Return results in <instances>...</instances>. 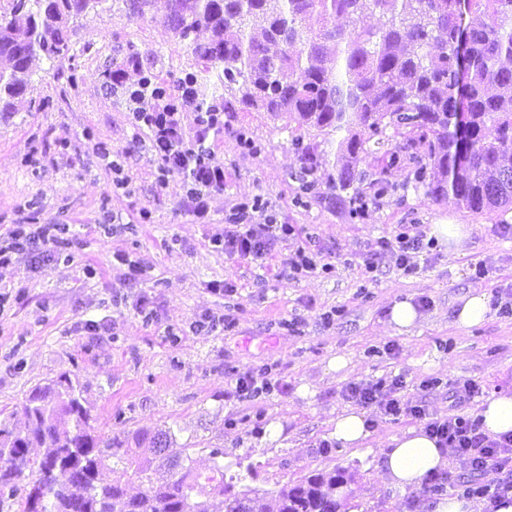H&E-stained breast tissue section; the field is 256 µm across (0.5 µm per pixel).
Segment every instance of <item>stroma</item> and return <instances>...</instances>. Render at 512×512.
I'll list each match as a JSON object with an SVG mask.
<instances>
[{"mask_svg":"<svg viewBox=\"0 0 512 512\" xmlns=\"http://www.w3.org/2000/svg\"><path fill=\"white\" fill-rule=\"evenodd\" d=\"M166 5L155 0L138 17L124 0H100L80 16L68 54L33 60L24 107L0 120V245L25 220L66 225L70 241L36 266L17 257L0 267V419L23 429L18 411L29 391L67 373L99 433L134 451L138 438L169 431L201 471L213 464L210 449H223L233 493L271 500L284 485L344 470L353 476L348 512H431L435 496L397 492L375 469L378 453L415 419L370 408L372 453L321 444L350 406L343 390L352 382L403 376L406 396L425 397L440 416L477 413V403L449 402V383L512 391V209L473 213L434 199L407 168L388 172L386 193L375 196L370 179L383 154L403 143L391 131L370 149L362 211L351 216L349 192L329 188L338 133L229 108L208 139L224 190L209 199L206 219L185 213L188 182L160 174L148 130L128 124L130 103L110 78L122 69L133 85L145 73L172 90L202 74L165 26ZM296 139L315 154L318 195L300 191ZM257 197L266 214L297 230L276 243L268 265L227 257L210 242L234 204ZM442 222L469 227L459 251L437 243L411 273L393 256L375 258L378 240L398 225L426 232ZM305 242L332 273L289 277L288 261ZM472 289L500 295L509 309L458 328L454 308ZM405 299L420 318L400 333L389 311ZM339 355L348 365L337 373L328 363ZM265 365L271 388L235 396L237 377ZM428 377L440 384L424 394Z\"/></svg>","mask_w":512,"mask_h":512,"instance_id":"stroma-1","label":"stroma"}]
</instances>
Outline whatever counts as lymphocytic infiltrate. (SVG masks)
Listing matches in <instances>:
<instances>
[{
  "instance_id": "1",
  "label": "lymphocytic infiltrate",
  "mask_w": 512,
  "mask_h": 512,
  "mask_svg": "<svg viewBox=\"0 0 512 512\" xmlns=\"http://www.w3.org/2000/svg\"><path fill=\"white\" fill-rule=\"evenodd\" d=\"M180 92L183 102L174 105L163 101L161 94H152L147 87L137 86L132 91L137 102L129 120L134 128L149 130L162 172H176L190 181L191 188L183 208L202 220L207 216L208 198L224 190V167L215 162L211 149L205 145L210 132L223 128L224 115L218 111L199 113L194 135L186 136L180 115L193 109L195 93L187 81L182 83ZM259 210L260 205L256 202H241L230 208L224 217V234L214 240L215 245L223 247L225 255L267 261L273 257L275 241L294 235L293 225L276 223L270 217L265 222H258L255 215ZM8 236L11 243L0 248V266L10 264L16 253L29 255L34 262L43 259L39 241L57 247L64 243L63 238L53 234L51 229H44L35 237L23 224L13 225ZM404 388L402 378L395 377L374 383H351L345 387L344 394L363 405L377 406L383 415L409 416L422 422L425 430L455 456L463 478L468 481L464 489L466 495L487 499L493 505L499 498L512 493V434L493 438L483 432L479 420L461 415L438 416L429 411L425 401L406 399ZM489 469L499 475L496 484H476V477Z\"/></svg>"
}]
</instances>
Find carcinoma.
<instances>
[{
    "label": "carcinoma",
    "instance_id": "obj_1",
    "mask_svg": "<svg viewBox=\"0 0 512 512\" xmlns=\"http://www.w3.org/2000/svg\"><path fill=\"white\" fill-rule=\"evenodd\" d=\"M101 0H0V118L18 111L31 87V61L70 49L79 16ZM467 31L462 76L455 72V29ZM375 16L377 23L364 24ZM164 24L175 42L215 72L245 111L286 114L301 126L345 132L346 164L332 187L362 182L367 144L392 128L405 143L385 153V169L416 164L431 174L429 194L483 212L512 203V0H167ZM206 40H200L201 33ZM426 145L422 155L410 152ZM24 433L0 421V497H19L20 512H213L200 483L223 498L225 512H268L266 500L226 496L224 466L203 474L189 449L161 431L175 470L155 482L151 460L120 452L90 424L89 410L64 374L31 390ZM118 462L147 484L137 496L105 481ZM336 475L317 474L276 495V512H331Z\"/></svg>",
    "mask_w": 512,
    "mask_h": 512
}]
</instances>
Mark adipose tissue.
<instances>
[{"label": "adipose tissue", "mask_w": 512, "mask_h": 512, "mask_svg": "<svg viewBox=\"0 0 512 512\" xmlns=\"http://www.w3.org/2000/svg\"><path fill=\"white\" fill-rule=\"evenodd\" d=\"M478 416L489 436L512 433V392L492 394L481 403ZM448 466L447 449L439 447L423 428L410 427L392 437L377 469L390 486L405 492L420 488L427 478Z\"/></svg>", "instance_id": "obj_1"}]
</instances>
